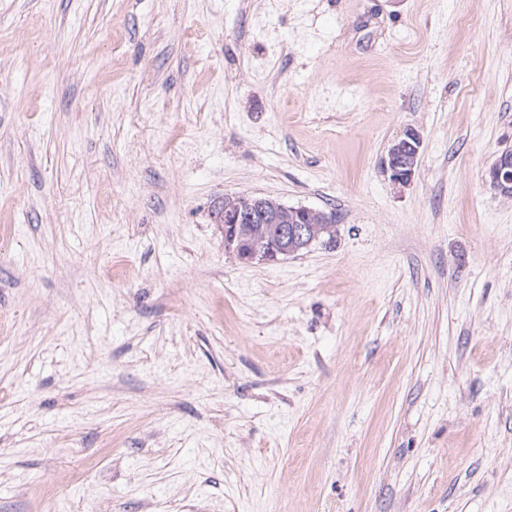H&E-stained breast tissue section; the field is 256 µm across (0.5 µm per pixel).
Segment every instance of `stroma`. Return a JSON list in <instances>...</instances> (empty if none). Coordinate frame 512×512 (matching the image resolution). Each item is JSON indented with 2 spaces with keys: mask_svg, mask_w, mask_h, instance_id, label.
Here are the masks:
<instances>
[{
  "mask_svg": "<svg viewBox=\"0 0 512 512\" xmlns=\"http://www.w3.org/2000/svg\"><path fill=\"white\" fill-rule=\"evenodd\" d=\"M506 150L512 0H0V512H512ZM422 148L420 133L413 128L405 130L387 149L383 167L392 182L400 186L410 184L418 167ZM487 174L493 186L512 194V154L510 152L501 153ZM222 210L223 218L219 223L224 224V249L233 252L246 265L273 262L281 255L297 253L301 248L307 249L323 233L333 232L335 228L332 213L305 206H289L266 196L225 194L224 203L220 207V211ZM244 216H248L253 223L241 224ZM288 218L290 226H286V234L293 241L298 237L300 241L305 240L304 245L296 250L290 246L284 250H270L262 257H258L257 253L242 252L241 246L245 251L268 252V248L280 240L281 226L287 224L285 221ZM232 224H237L235 240L227 234V229ZM235 242L241 246L234 247Z\"/></svg>",
  "mask_w": 512,
  "mask_h": 512,
  "instance_id": "1",
  "label": "stroma"
}]
</instances>
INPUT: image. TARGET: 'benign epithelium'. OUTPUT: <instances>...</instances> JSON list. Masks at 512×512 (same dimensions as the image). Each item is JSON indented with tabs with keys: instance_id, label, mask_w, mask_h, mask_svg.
Segmentation results:
<instances>
[{
	"instance_id": "benign-epithelium-1",
	"label": "benign epithelium",
	"mask_w": 512,
	"mask_h": 512,
	"mask_svg": "<svg viewBox=\"0 0 512 512\" xmlns=\"http://www.w3.org/2000/svg\"><path fill=\"white\" fill-rule=\"evenodd\" d=\"M421 148V135L413 128L406 129L401 137L390 144L383 159V167L392 182L400 186L410 184L418 167ZM488 177L493 186L512 194V154H500L489 168ZM246 216L255 224L289 223V227L285 229L286 234L293 239L304 241L306 248L320 239L322 234L329 233L335 228L332 215L323 210L289 206L266 196L224 195V212L221 220L224 227L239 224ZM224 249L233 252L236 258L246 265L273 262L282 255L295 253L291 248L271 250L261 257L256 253H244L241 247L235 245V240L227 235L224 236Z\"/></svg>"
}]
</instances>
